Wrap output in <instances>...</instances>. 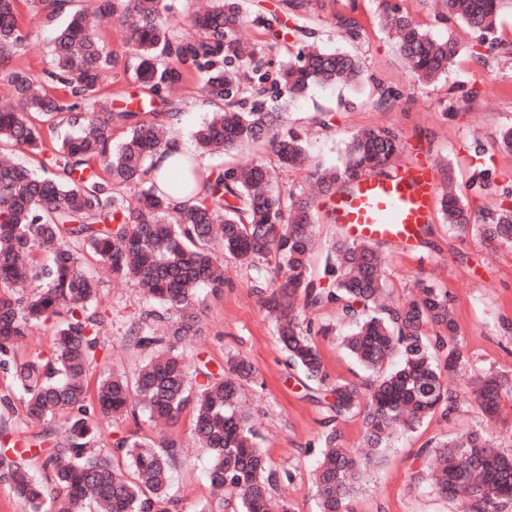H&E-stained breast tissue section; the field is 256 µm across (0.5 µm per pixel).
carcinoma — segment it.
I'll return each mask as SVG.
<instances>
[{
  "label": "carcinoma",
  "mask_w": 512,
  "mask_h": 512,
  "mask_svg": "<svg viewBox=\"0 0 512 512\" xmlns=\"http://www.w3.org/2000/svg\"><path fill=\"white\" fill-rule=\"evenodd\" d=\"M20 0H0V59L24 40L18 22ZM282 12L295 21L296 61L270 71L261 51L244 55L235 32L246 22L280 42V16L260 12L248 0H212L196 14L195 37L180 35L165 23L175 0H31L46 19H61L53 41L49 77L70 90L67 104L49 94L25 70L6 75L15 104L0 105V364L11 366L26 415L43 422L38 445L55 441V422L66 438L45 450V479L27 467L23 450L0 461L14 495L32 512H43L45 482L58 489L52 512H180L170 493L172 469L184 455L173 440H147L131 431L110 448L97 447L94 417L169 421L192 406L193 436L209 451V479L224 497L200 512H291L272 491L291 472L277 469L258 442L252 417L241 406L243 387L258 385L245 357L228 361L219 377L196 370L190 376L184 343L203 332L198 291L224 290L223 260L253 272L251 288L260 305L275 315V331L288 367L313 385L307 397L322 405L326 374L315 337L332 328L314 326L306 312L336 309L339 323L351 327L343 345L376 379L358 385L338 381L330 388V420L357 417L363 447L344 446L332 428L319 439L315 493L320 512H344L368 467L402 429L428 418H455L472 398L490 418L502 396L512 395V374L485 373L466 389L450 388L444 376L466 363L457 341L448 293L423 285L416 299L383 304L387 294L385 256L377 243L354 241L339 231L325 246L319 266L312 252L316 224L336 223L319 202L338 186H348L366 171L395 163L400 142L390 129L355 135L343 161L315 170L321 197L303 192L283 196L273 187L275 170L266 164L243 168L233 162L201 167L188 153L171 164L170 174L152 175L153 160L166 145L164 124L137 119L135 112H114L99 99L102 74L116 64L99 37L106 23L130 26L129 56L135 80L150 99L169 92L195 70L204 74L202 92L219 105L195 135L200 153H226L270 145L282 166L310 162L306 141L287 126L288 103L316 86L345 82L357 86L365 70L348 52L308 43L313 0H281ZM512 0H446L448 12L480 33L479 46H499V17ZM386 25L418 81L448 72L459 54L451 37L435 39L409 13L392 6ZM338 26L350 41L362 35L359 21L342 16ZM67 121L79 125L75 136L54 145L49 168L36 175L8 155L26 147L46 154L43 126ZM128 133L112 142L115 126ZM178 189L195 200L174 204ZM449 228L471 231L487 241L512 247V189L501 191L498 207L472 216L452 192L440 197ZM220 248L224 258L215 254ZM96 263L112 276L135 283L150 308L136 321L134 345L149 357L129 377L112 372L90 390L99 333L106 320L97 311V281L86 270ZM47 326L54 348L41 361L10 362L14 344L33 329ZM425 460L413 477L434 491L462 502L464 512H506L512 508V453L480 429L419 449Z\"/></svg>",
  "instance_id": "1"
}]
</instances>
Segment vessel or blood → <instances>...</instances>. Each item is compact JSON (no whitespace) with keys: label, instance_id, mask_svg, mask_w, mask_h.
Returning a JSON list of instances; mask_svg holds the SVG:
<instances>
[{"label":"vessel or blood","instance_id":"1","mask_svg":"<svg viewBox=\"0 0 512 512\" xmlns=\"http://www.w3.org/2000/svg\"><path fill=\"white\" fill-rule=\"evenodd\" d=\"M439 185L432 169L417 164L399 166L388 174L368 172L330 197L337 223L353 237L411 243L419 225L430 223Z\"/></svg>","mask_w":512,"mask_h":512}]
</instances>
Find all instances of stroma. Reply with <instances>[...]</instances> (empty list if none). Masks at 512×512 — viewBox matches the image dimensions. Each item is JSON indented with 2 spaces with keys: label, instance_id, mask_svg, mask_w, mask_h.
I'll return each instance as SVG.
<instances>
[{
  "label": "stroma",
  "instance_id": "obj_1",
  "mask_svg": "<svg viewBox=\"0 0 512 512\" xmlns=\"http://www.w3.org/2000/svg\"><path fill=\"white\" fill-rule=\"evenodd\" d=\"M389 3L408 11L434 37L458 40L463 51L447 75L430 84H413L384 25V9ZM351 12L363 28L356 42L344 40L336 27L337 17ZM312 25L321 45L357 55L371 76L359 88L345 84L317 88L291 104L290 127L306 132L308 151L323 167L336 166L356 132L389 128L401 141L399 164L427 163L438 170L451 163L453 186L472 212L497 207L502 187L512 183V153L501 146L502 131L512 127L511 12H504L498 21L499 49L483 59L469 53L479 41L478 32L445 15L440 0H325L313 15ZM55 29L42 14L23 10L25 40L9 60V68L21 67L43 75L49 67ZM128 35L118 24L106 26L100 33L106 51L117 60L101 84L103 95L116 111L148 107L145 93L133 77L135 62L126 52ZM381 84L399 92L393 106L378 105L377 87ZM201 87V78L193 74L172 96L181 114L177 136L189 146L194 143V133L210 117ZM322 112L334 117L331 131L313 125L314 117ZM483 169L489 172L487 185L481 192H473L469 182ZM431 224L433 233L427 240L410 245L384 242L388 284L394 298L401 300L417 293L424 282L448 292L467 355L466 368L452 379V386L466 387L472 376L489 370L511 372L512 248L450 230L437 213ZM93 274L98 281V310L106 319L93 371L132 372L143 354L129 342L128 330L146 303L133 282L114 279L100 267ZM224 279L222 293H200L204 332L187 344L189 367L216 375L224 371L231 357L243 356L253 363L264 385L248 389L246 399L260 446L274 465L292 474L291 481L277 484L273 494L290 505L292 512H320L314 469L325 411L307 399L300 372L286 366L274 324L251 291V270L228 260ZM317 344L328 383L369 379V372L357 365L339 336L318 337ZM4 398L9 404H0V419L9 427L12 443L0 444V457L10 458L15 448L33 442L41 426L27 420L11 371L0 367V401ZM471 428L482 429L503 450L512 452V397L503 396L500 412L492 419L470 401L456 419L445 423L427 420L416 431L397 433L349 500L347 512H462L460 502L414 483L411 475L421 466L416 453L427 440L453 437ZM132 429L157 441L172 439L192 448V455L174 471V487L182 512H199L211 499L209 454L194 446L191 411H184L162 430L144 420H99V447H110L117 434Z\"/></svg>",
  "mask_w": 512,
  "mask_h": 512
}]
</instances>
